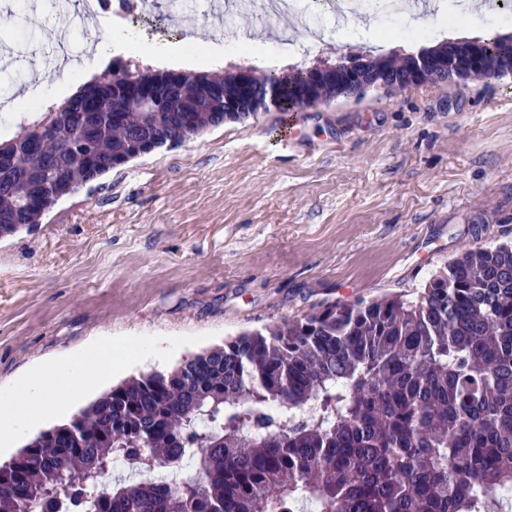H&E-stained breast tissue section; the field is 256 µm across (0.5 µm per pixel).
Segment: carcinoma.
<instances>
[{
    "instance_id": "carcinoma-1",
    "label": "carcinoma",
    "mask_w": 512,
    "mask_h": 512,
    "mask_svg": "<svg viewBox=\"0 0 512 512\" xmlns=\"http://www.w3.org/2000/svg\"><path fill=\"white\" fill-rule=\"evenodd\" d=\"M472 47L471 76H512V35ZM413 57L353 61L360 85L325 83L315 100L405 88ZM252 69L168 81L122 59L0 143V238L30 230L57 201L151 150L176 146L267 108L271 84L303 106L308 75ZM163 105L130 107L137 81ZM50 187L51 200L28 203ZM316 414L297 420L301 410ZM115 457L146 471L194 475L101 486ZM512 488V243L465 249L416 298L329 303L302 319L242 332L167 371L131 377L0 464V512H34L59 496L72 512H495Z\"/></svg>"
}]
</instances>
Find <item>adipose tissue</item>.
Listing matches in <instances>:
<instances>
[{"label":"adipose tissue","instance_id":"adipose-tissue-1","mask_svg":"<svg viewBox=\"0 0 512 512\" xmlns=\"http://www.w3.org/2000/svg\"><path fill=\"white\" fill-rule=\"evenodd\" d=\"M97 27L102 33L101 40L76 70L66 72V80L89 82L99 71L103 60L115 54L134 56L156 70L179 66L210 68L216 63L212 54L191 58L177 45L143 47L136 31L124 27L108 15L98 16ZM130 356L128 345L117 339L111 344L98 345L89 352L28 372L20 388L0 392V444L9 445L13 437L27 426L56 414L61 398L81 397L100 378L120 370Z\"/></svg>","mask_w":512,"mask_h":512}]
</instances>
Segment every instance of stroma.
Wrapping results in <instances>:
<instances>
[{
  "instance_id": "obj_1",
  "label": "stroma",
  "mask_w": 512,
  "mask_h": 512,
  "mask_svg": "<svg viewBox=\"0 0 512 512\" xmlns=\"http://www.w3.org/2000/svg\"><path fill=\"white\" fill-rule=\"evenodd\" d=\"M187 2L177 14L155 0L122 21L148 42L204 29L227 71L247 67L229 44L248 32L281 75L340 53L399 61L409 42L449 35V0H433L416 30L355 0L331 41L313 44L308 30L331 25L330 5L307 9L284 41L259 17ZM59 24L38 0H9L0 13V48L29 47L30 72L60 92L62 72L43 64ZM510 239L512 78L262 109L116 168L32 231L0 239V390L97 343L145 347L106 391L323 303L413 297L464 247Z\"/></svg>"
}]
</instances>
